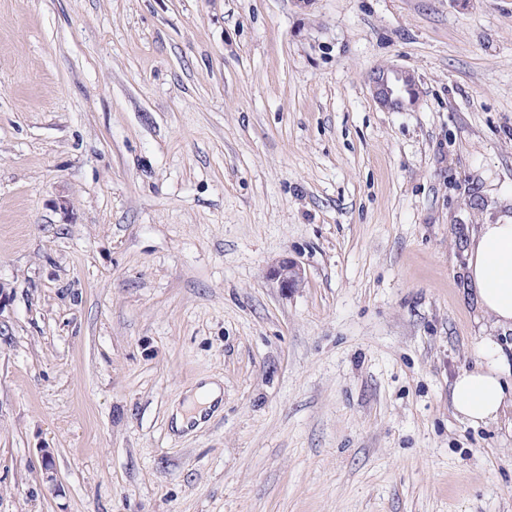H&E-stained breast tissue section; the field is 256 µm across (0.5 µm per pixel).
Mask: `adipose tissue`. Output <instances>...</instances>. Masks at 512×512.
I'll use <instances>...</instances> for the list:
<instances>
[{
	"mask_svg": "<svg viewBox=\"0 0 512 512\" xmlns=\"http://www.w3.org/2000/svg\"><path fill=\"white\" fill-rule=\"evenodd\" d=\"M468 274L477 303L495 325L512 327V223L484 224L468 251ZM479 362L460 371L451 386L457 418L491 425L512 409V358L492 336L478 343Z\"/></svg>",
	"mask_w": 512,
	"mask_h": 512,
	"instance_id": "adipose-tissue-1",
	"label": "adipose tissue"
}]
</instances>
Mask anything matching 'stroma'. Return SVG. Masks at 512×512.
I'll use <instances>...</instances> for the list:
<instances>
[{"label": "stroma", "instance_id": "stroma-1", "mask_svg": "<svg viewBox=\"0 0 512 512\" xmlns=\"http://www.w3.org/2000/svg\"><path fill=\"white\" fill-rule=\"evenodd\" d=\"M511 220L512 0H0V512H512ZM372 83L375 97L384 107L403 109L416 103L418 87L409 72L381 69L374 74ZM477 303L494 325L512 329V222L481 224L468 251ZM269 276L279 283L280 288L288 292L303 285L304 277L300 265L288 258L282 259L269 270ZM478 355L477 367L461 370L454 378L451 404L460 420L473 426L491 425L510 408L512 412V363L495 336L482 337ZM220 394V386L214 380H207L190 391L181 409L174 411L176 428H188L192 420H200L205 410L212 408Z\"/></svg>", "mask_w": 512, "mask_h": 512}]
</instances>
